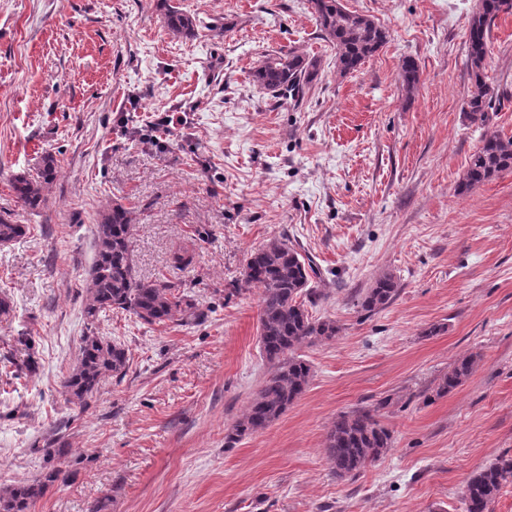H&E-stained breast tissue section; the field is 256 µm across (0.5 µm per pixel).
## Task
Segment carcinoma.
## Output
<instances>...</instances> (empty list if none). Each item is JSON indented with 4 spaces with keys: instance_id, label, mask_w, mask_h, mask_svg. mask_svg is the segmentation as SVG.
I'll use <instances>...</instances> for the list:
<instances>
[{
    "instance_id": "obj_1",
    "label": "carcinoma",
    "mask_w": 512,
    "mask_h": 512,
    "mask_svg": "<svg viewBox=\"0 0 512 512\" xmlns=\"http://www.w3.org/2000/svg\"><path fill=\"white\" fill-rule=\"evenodd\" d=\"M323 39L336 50V68L341 74L357 70L388 40L389 32L370 18L346 10L341 0H309ZM503 0H479L466 33L465 68L472 89L464 112L472 122H486L495 103L494 89L484 80V64L489 52V35ZM164 26L172 34L193 38L198 34L196 17L170 0H159ZM319 58L288 52L268 57L251 72L252 82L277 95L298 98L317 80ZM400 80L407 91L419 83V66L403 61ZM512 171V137L487 132L479 149L471 155L457 192L464 194L502 172ZM58 174L53 155L43 156L32 172L14 175L12 189L22 206L35 212L46 202L45 189ZM134 211L120 201L99 214L96 225V252L88 271V287L83 312L95 323L113 311L129 312L143 322L164 324L195 322L196 309L189 296L168 281H145L136 271L132 224ZM27 233L22 224L0 217V244H8ZM317 270L288 239H274L252 251L245 259L242 283L261 289L258 338L261 353L274 370L263 381L245 414L226 435L227 443L258 433L278 420L306 390L309 364L294 355L297 347L336 338L340 327L331 319L310 316L301 296L311 294L308 285ZM398 284L390 274L379 276L367 289L361 307L373 312L386 307L395 297ZM129 358L122 345L101 336L82 338L77 365L63 381L67 400L80 405L97 390L106 377L125 374ZM477 357H459L438 383L436 396L442 397L463 385L473 374ZM392 448V434L375 414L366 409L341 412L332 421L325 439V451L338 477H355ZM44 470L23 482L0 487V512H32L36 502L57 482L63 471L54 465L68 454L65 448L48 443L41 449ZM512 481V457H501L474 473L466 483L463 500L466 512H489V506L503 484Z\"/></svg>"
}]
</instances>
